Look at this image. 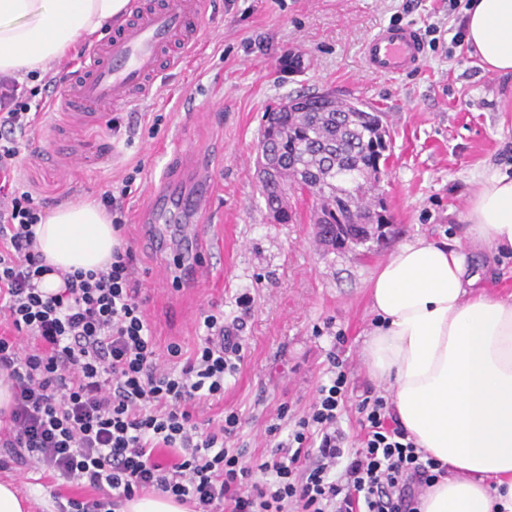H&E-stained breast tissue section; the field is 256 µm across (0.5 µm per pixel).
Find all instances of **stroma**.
I'll list each match as a JSON object with an SVG mask.
<instances>
[{"label":"stroma","instance_id":"stroma-1","mask_svg":"<svg viewBox=\"0 0 512 512\" xmlns=\"http://www.w3.org/2000/svg\"><path fill=\"white\" fill-rule=\"evenodd\" d=\"M462 22L449 14L448 0H207L201 49L163 73L158 95L106 107L84 123L59 109L38 117L40 154L22 161L20 179L44 208L97 199L140 167L123 200L124 220L158 352L172 343L194 350L208 312L241 322L245 359L227 377L223 402L201 405L197 418L218 421L237 411L242 427L234 444L248 459L271 447L265 429L281 403L297 417L308 411L329 352L347 364L351 402L386 394L363 363L375 320L367 288L401 244L418 236L460 241L482 290L512 295V256L472 243L464 219L478 174L512 172V75L482 69L455 38ZM393 24L420 34L424 58L416 73L387 77L364 64V41ZM286 53L293 68L281 64ZM303 92L356 98L384 112L392 142L382 186L392 224L382 247L317 248L307 202L293 203L289 223L270 216L256 177L263 115ZM186 145L209 155L218 194L197 253L208 278L181 290L155 275L178 258L177 246L142 242L135 226L147 183L176 170ZM3 478L31 497L33 512H55L49 480L11 466L0 469Z\"/></svg>","mask_w":512,"mask_h":512}]
</instances>
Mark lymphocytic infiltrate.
<instances>
[{
    "mask_svg": "<svg viewBox=\"0 0 512 512\" xmlns=\"http://www.w3.org/2000/svg\"><path fill=\"white\" fill-rule=\"evenodd\" d=\"M25 88L0 78V368L13 382V408L0 447L16 463L96 492L67 498L58 512H115L157 490L193 512H418L422 490L445 470L399 424L388 398L356 406L360 445L346 447L338 422L348 373L329 353L330 376L308 412L289 421L280 405L260 459L229 447L241 418L225 413L215 431L200 430L195 410L222 401L224 380L244 360V346L223 315H206V335L191 353L170 344L159 354L144 312L131 246L113 250L99 271L62 273L60 292L38 283L49 273L36 249L44 213L21 190L19 158L35 154L36 115L51 95L38 72Z\"/></svg>",
    "mask_w": 512,
    "mask_h": 512,
    "instance_id": "lymphocytic-infiltrate-1",
    "label": "lymphocytic infiltrate"
}]
</instances>
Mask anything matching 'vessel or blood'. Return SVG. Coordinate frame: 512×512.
<instances>
[{
  "instance_id": "b4317fda",
  "label": "vessel or blood",
  "mask_w": 512,
  "mask_h": 512,
  "mask_svg": "<svg viewBox=\"0 0 512 512\" xmlns=\"http://www.w3.org/2000/svg\"><path fill=\"white\" fill-rule=\"evenodd\" d=\"M206 0H119L112 16V37L93 47L70 79L63 108L82 121L91 112L111 105H131L156 94V80L167 67L181 63L199 45ZM366 67L381 75L409 74L422 65L418 31L410 25L388 26L363 46ZM184 165L196 176L186 182L161 179L151 192L152 207L145 220L149 236L166 244L171 225L181 227L183 246L192 249L201 237L195 217L209 212L214 187L209 160L189 150Z\"/></svg>"
}]
</instances>
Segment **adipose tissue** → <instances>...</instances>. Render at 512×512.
<instances>
[{
	"label": "adipose tissue",
	"instance_id": "obj_1",
	"mask_svg": "<svg viewBox=\"0 0 512 512\" xmlns=\"http://www.w3.org/2000/svg\"><path fill=\"white\" fill-rule=\"evenodd\" d=\"M116 0H0V73L25 74L101 35ZM466 41L481 67L512 74V0H471ZM465 219L473 242L512 253V176L479 177ZM58 292L59 270H98L119 238L91 202L58 207L36 227ZM456 243L401 245L369 279L377 321L365 347L370 375L388 383L400 424L447 468L419 512H512V295L478 290Z\"/></svg>",
	"mask_w": 512,
	"mask_h": 512
}]
</instances>
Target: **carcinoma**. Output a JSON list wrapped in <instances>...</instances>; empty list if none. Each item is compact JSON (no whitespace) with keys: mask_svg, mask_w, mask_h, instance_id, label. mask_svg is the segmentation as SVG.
I'll return each mask as SVG.
<instances>
[{"mask_svg":"<svg viewBox=\"0 0 512 512\" xmlns=\"http://www.w3.org/2000/svg\"><path fill=\"white\" fill-rule=\"evenodd\" d=\"M288 101L289 109L265 114L263 136L281 168L279 180L260 188L266 207L281 208L286 223L288 193L311 199L320 211L317 235L332 250L349 238L364 245L383 236L390 217L378 186L389 160V131L381 113L359 101L321 94Z\"/></svg>","mask_w":512,"mask_h":512,"instance_id":"1","label":"carcinoma"}]
</instances>
